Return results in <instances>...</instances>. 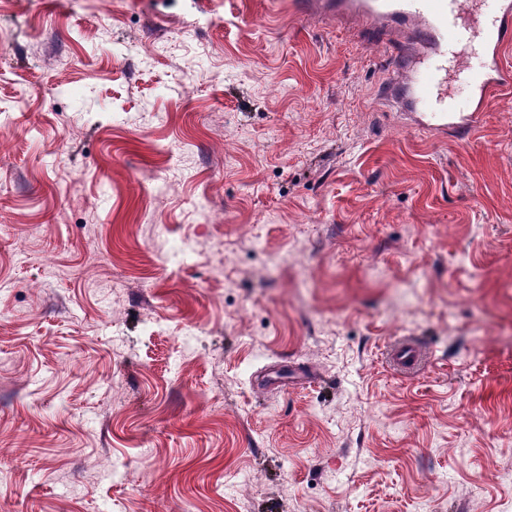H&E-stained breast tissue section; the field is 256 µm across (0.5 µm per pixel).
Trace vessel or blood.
<instances>
[{
  "label": "vessel or blood",
  "mask_w": 512,
  "mask_h": 512,
  "mask_svg": "<svg viewBox=\"0 0 512 512\" xmlns=\"http://www.w3.org/2000/svg\"><path fill=\"white\" fill-rule=\"evenodd\" d=\"M311 18L355 23L360 39L381 44L394 30L406 29L410 40L399 55L387 58L386 97L413 117L416 129L433 134L474 132L489 100L512 90V0H300ZM477 39L482 54L471 76V101L458 108L447 100L448 62L463 40ZM390 362L400 373L416 374L426 362L413 341L398 343Z\"/></svg>",
  "instance_id": "1"
}]
</instances>
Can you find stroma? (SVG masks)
<instances>
[{
	"mask_svg": "<svg viewBox=\"0 0 512 512\" xmlns=\"http://www.w3.org/2000/svg\"><path fill=\"white\" fill-rule=\"evenodd\" d=\"M401 46L0 0V512H512V94L410 128ZM390 362L400 373L414 375L425 364L426 356L418 344L411 340H404L392 349Z\"/></svg>",
	"mask_w": 512,
	"mask_h": 512,
	"instance_id": "stroma-1",
	"label": "stroma"
}]
</instances>
